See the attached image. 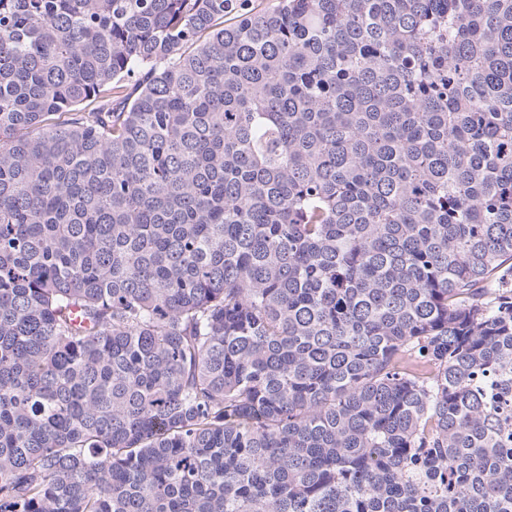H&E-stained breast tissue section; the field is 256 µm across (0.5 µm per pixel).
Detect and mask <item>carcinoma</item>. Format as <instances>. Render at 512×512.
<instances>
[{"label": "carcinoma", "instance_id": "1", "mask_svg": "<svg viewBox=\"0 0 512 512\" xmlns=\"http://www.w3.org/2000/svg\"><path fill=\"white\" fill-rule=\"evenodd\" d=\"M0 512H512V0H0Z\"/></svg>", "mask_w": 512, "mask_h": 512}]
</instances>
